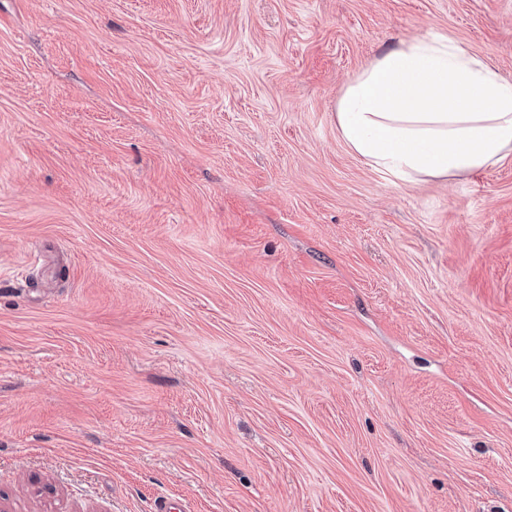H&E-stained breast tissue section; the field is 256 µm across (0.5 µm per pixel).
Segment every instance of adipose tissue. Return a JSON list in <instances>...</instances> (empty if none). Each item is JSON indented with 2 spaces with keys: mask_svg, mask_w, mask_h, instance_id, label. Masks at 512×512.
I'll return each mask as SVG.
<instances>
[{
  "mask_svg": "<svg viewBox=\"0 0 512 512\" xmlns=\"http://www.w3.org/2000/svg\"><path fill=\"white\" fill-rule=\"evenodd\" d=\"M336 121L385 177L474 174L512 152V82L451 39L417 37L354 75Z\"/></svg>",
  "mask_w": 512,
  "mask_h": 512,
  "instance_id": "adipose-tissue-1",
  "label": "adipose tissue"
}]
</instances>
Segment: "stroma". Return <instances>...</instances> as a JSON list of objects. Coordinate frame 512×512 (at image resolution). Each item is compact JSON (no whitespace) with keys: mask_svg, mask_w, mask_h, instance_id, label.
I'll use <instances>...</instances> for the list:
<instances>
[{"mask_svg":"<svg viewBox=\"0 0 512 512\" xmlns=\"http://www.w3.org/2000/svg\"><path fill=\"white\" fill-rule=\"evenodd\" d=\"M512 0H0V512H512V155L390 181L346 83Z\"/></svg>","mask_w":512,"mask_h":512,"instance_id":"35a3bbf8","label":"stroma"}]
</instances>
